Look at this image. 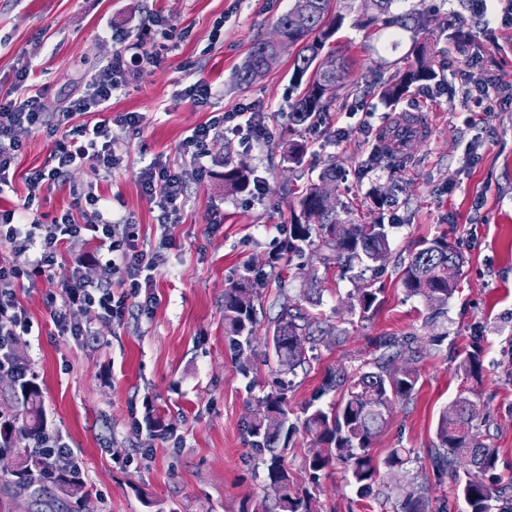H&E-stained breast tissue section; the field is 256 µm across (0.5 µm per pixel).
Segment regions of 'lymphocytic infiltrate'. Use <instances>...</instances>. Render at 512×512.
<instances>
[{"label":"lymphocytic infiltrate","instance_id":"f902f5d3","mask_svg":"<svg viewBox=\"0 0 512 512\" xmlns=\"http://www.w3.org/2000/svg\"><path fill=\"white\" fill-rule=\"evenodd\" d=\"M161 58L156 52L125 56L116 52L106 64L90 75L83 95L70 101L68 114H87L99 111L114 93L122 88L123 75L134 68L148 64L158 66ZM29 63H21L15 70L12 87L0 93V187L11 185L14 168L22 149L17 137L19 130H46L52 148L46 166L32 169L25 176L28 194L24 210H32L43 191L65 184L70 168L79 160L90 161L102 179H109L121 159L113 147L112 128L123 126L137 129L139 119L128 112L114 121L101 120L94 125L74 128L62 127L51 119L41 92L31 91ZM245 135L248 143L262 145L271 134L263 120H250L241 125L239 115L228 112L221 119L194 128L182 142L180 153L197 175L207 173L210 156L209 143L217 134ZM140 185L144 196L161 211V226H168L173 213L184 202L187 187L182 173L168 164L152 160L140 172ZM101 198L88 194L85 202L91 206L90 214L75 220L66 212L51 221L32 218L24 221L13 210L0 212V241L18 253L33 252L34 258L27 271H19L7 263H0V373H9L18 380L32 376L29 364L14 353L18 337L27 335L32 322L19 302L16 286L20 279L29 284H53L64 245L77 237L88 238L95 244L100 256L101 273L91 279L83 272L82 261L71 264L70 275L62 284L59 294L51 296L50 316L54 323L69 331L75 339L89 338V326L72 322L70 313L80 308L86 312L122 320L130 313H147L151 299L142 298L143 289L153 284L160 266L162 252L170 248L173 240L162 234L155 249L140 247L135 227L129 220L112 217L100 209Z\"/></svg>","mask_w":512,"mask_h":512}]
</instances>
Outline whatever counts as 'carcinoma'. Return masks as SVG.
Listing matches in <instances>:
<instances>
[{
	"instance_id": "cac0c4a2",
	"label": "carcinoma",
	"mask_w": 512,
	"mask_h": 512,
	"mask_svg": "<svg viewBox=\"0 0 512 512\" xmlns=\"http://www.w3.org/2000/svg\"><path fill=\"white\" fill-rule=\"evenodd\" d=\"M334 0H294L277 21L283 41L276 47L264 40L252 46L247 63L239 74L243 84L262 76L265 57L271 52L296 48L293 77L304 85L292 105L291 124L308 129L323 122L333 100L336 86L348 73L345 61L336 53L324 52L344 16L333 12ZM436 78L431 61L418 50L414 62L394 82L382 89V97L395 101L417 82ZM335 183L332 172L322 170L299 198L300 215L289 225L281 253L299 255L306 247H315L325 268L349 265L354 261L375 263L389 253L392 224L344 223L336 213L324 208L322 197ZM250 171L224 159V188L243 193L250 190ZM460 265V256L448 242V236L422 241L403 267L402 283L411 296L421 298L428 310L426 321L434 322L448 309V300L457 291V282L448 277V263ZM380 289L365 284L351 295L349 311L366 318L380 306ZM256 299L253 282L244 278L224 290V331L239 355L251 350L255 340ZM320 342L313 317L302 304L280 305L274 317L272 334L266 344L277 359L279 373L292 374L308 363L309 352ZM417 336H376L371 340L370 358L349 376L339 372L329 376L321 391L335 390L340 398L335 409H313L305 427L313 440L303 455L308 482L297 484L284 463L294 431L288 418L287 385L279 381L256 404L245 423L248 444L262 458L269 487L274 493L271 512H319L321 473L333 463L343 467L346 483L359 498L388 496L391 487H382L381 469H400L410 463V451L392 448L375 461L372 443L388 417L400 403L409 401L417 391ZM467 377L479 379L483 373V348L470 345L459 362ZM24 404L23 418L0 411V475L11 484L23 483L34 492L53 493L62 500L75 499L71 512H90L89 494L84 488L82 471L76 467L49 470L30 448H18L21 436L34 437L43 428L42 392L35 383L20 385ZM479 417L475 403L467 397L455 399L440 414L434 448L429 450L432 477L407 483L400 493V512H429V489L448 492L462 501L466 512H512V481L508 486L489 482L482 476L496 469L498 455L471 436Z\"/></svg>"
}]
</instances>
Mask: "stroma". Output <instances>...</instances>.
<instances>
[{
  "instance_id": "35a3bbf8",
  "label": "stroma",
  "mask_w": 512,
  "mask_h": 512,
  "mask_svg": "<svg viewBox=\"0 0 512 512\" xmlns=\"http://www.w3.org/2000/svg\"><path fill=\"white\" fill-rule=\"evenodd\" d=\"M293 0H0V91L11 88L20 55L32 57L33 82L49 111H62L92 71L114 51L126 55L156 50L159 66L133 70L107 109L70 118L73 126L127 112L140 115L136 132L114 128L122 164L110 181L90 163L74 168L65 185L43 192L41 213L72 208L71 187H94L118 215L137 226L141 241L156 244L157 213L143 196L140 171L152 159L180 166L179 148L193 128L227 112H258L272 137L266 146L244 148L239 137L216 136L208 173L187 175L188 196L172 229L175 244L163 250L152 291L150 315L118 322L73 313L94 334L77 341L50 317L49 286L20 280L17 297L33 322L15 352L32 363L46 416L77 452L95 512H266L273 493L265 469L247 443L243 424L278 368L265 338L284 300H302L311 278L321 288L316 309L327 334L313 359L297 369L287 388L289 418L296 432L286 463L296 481L307 474L303 451L311 436L303 426L308 404L328 409L338 393H321L327 375L355 373L375 336L423 337L416 394L397 407L372 453L408 448L406 469L384 472L385 484H407L428 466L440 411L458 396L479 410L475 435L496 449V473L512 480V22L486 23L470 0H395L390 16L358 26L362 0H338L343 26L330 46L352 61L336 89L330 112L317 128H289L298 90L293 54L250 84L237 80L253 43L273 35ZM160 25H153L152 15ZM123 42L106 40V30ZM430 53L437 79L415 83L405 102L381 98L411 62L414 43ZM479 61L480 74L497 100L491 112L468 113L462 99V58ZM216 94L204 107L183 97L196 79ZM428 113L433 133L415 139L402 165L379 156L378 132L396 111ZM10 188L0 192V210L22 208L24 177L44 166L51 149L46 132L24 130ZM306 144L301 164L284 159L288 140ZM247 166L266 192L246 200L224 192L223 161ZM336 170V217L361 224L377 219L393 227L390 254L373 267L355 263L324 270L314 249L279 262L268 261L291 224L298 197L324 168ZM463 257L458 290L448 313L425 324L420 298L407 296L400 262L418 243L439 235ZM266 272L257 282L256 338L246 358H237L224 335V290L246 270ZM373 282L381 304L369 318L350 314L348 296ZM445 334L442 345L430 336ZM484 349L480 380L458 371L470 340ZM180 438L179 447L166 435ZM148 459L130 461L133 449ZM322 512H397L396 497L357 498L336 466L321 479Z\"/></svg>"
}]
</instances>
